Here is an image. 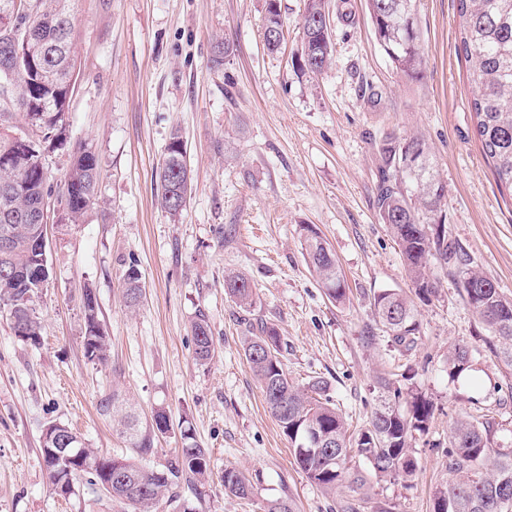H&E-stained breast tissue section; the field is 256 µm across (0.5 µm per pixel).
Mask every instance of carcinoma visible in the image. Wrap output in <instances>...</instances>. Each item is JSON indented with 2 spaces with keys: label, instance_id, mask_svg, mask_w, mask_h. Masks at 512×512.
<instances>
[{
  "label": "carcinoma",
  "instance_id": "carcinoma-1",
  "mask_svg": "<svg viewBox=\"0 0 512 512\" xmlns=\"http://www.w3.org/2000/svg\"><path fill=\"white\" fill-rule=\"evenodd\" d=\"M75 0H0V14L9 12L12 23L0 28V236L8 234L12 248L0 258V312L10 320L13 335L31 346L41 342V327L34 300L49 276L42 269L43 238L39 231L42 203L52 195L42 144L66 140L64 115L70 102V85L79 73L74 47ZM416 0H366L379 46L396 71L411 81L424 77L423 43L416 16ZM461 18V50L468 62V83L476 130L487 160L492 162L499 186L512 192V0H457ZM323 0H306L302 18L301 51L294 64L301 72L320 73L334 55L332 33L325 24ZM30 31L39 38L42 52L32 62H15V50L7 32ZM284 39L278 0H266L263 40L276 52ZM21 115L40 129L42 139H14L10 124ZM375 202L379 220L390 230L403 255L414 285V297L396 290L373 296L375 317L391 342L405 351L416 348L421 337L415 301L428 304L438 295L432 267L452 266L459 277L467 304L492 333L503 362L512 367V297L471 267L470 258L448 235L444 201L447 185L436 174L429 145L417 136L386 135L378 149ZM100 171L96 155L80 146L66 174L60 199L66 215L76 222L97 194ZM158 177L161 207L179 214L190 191L186 152L174 134L166 149ZM307 265L326 296L341 304L347 288L336 256L309 224L301 225ZM127 307L139 305L141 274L130 263L124 274ZM224 288L235 304L249 313L257 300L249 279L240 273L224 276ZM85 332L83 349L92 362L104 363L109 342L98 319V303L92 289L82 299ZM195 359L206 362L214 352L207 317L200 313L191 324ZM242 350L258 381L264 401L282 432L288 437L295 462L325 494L337 497L336 512H360L372 499L375 481L411 479L417 470L411 441L428 432L436 406L425 394L402 390L385 377L378 378V399L368 426L351 439L342 415L327 396L323 380L301 389L288 378L281 360L276 328L259 319L248 323ZM472 353L465 344L448 351V373L457 378L471 367ZM104 410L122 412L120 434L130 453L103 456L88 446L70 451L68 467L54 464L52 451L62 447L71 427L53 422L42 438L43 466L56 465L54 490L68 496L74 481L91 476L90 483L111 486L112 501L128 512H154L166 496L174 512H196L180 497L178 488L204 483L212 473L206 449L195 443L191 428H181L184 440L178 454L162 467L143 460L156 453L155 441L169 431L167 411L159 407L145 421L121 399L117 391L101 401ZM359 457L366 467L351 463ZM447 483L436 487L433 512H512V448L494 446L490 422L468 416L455 418L449 428L445 454ZM224 491L248 500L253 486L232 467L222 474ZM262 512H296L292 498L268 500Z\"/></svg>",
  "mask_w": 512,
  "mask_h": 512
}]
</instances>
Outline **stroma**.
Listing matches in <instances>:
<instances>
[{"label": "stroma", "mask_w": 512, "mask_h": 512, "mask_svg": "<svg viewBox=\"0 0 512 512\" xmlns=\"http://www.w3.org/2000/svg\"><path fill=\"white\" fill-rule=\"evenodd\" d=\"M279 3L285 41L272 53L263 41L265 0H76L80 72L64 116L69 138L43 161L61 187L82 143L96 154L100 179L78 223L59 208L46 226L50 279L35 303L41 345L19 341L0 315V512H123L84 477L73 494L55 493L40 451L46 427L63 422L98 453L125 454L99 407L115 389L141 417L166 409L171 429L156 442V462L176 455L184 424L207 449L212 479L180 491L197 512H253L285 496L298 512H331L244 358L242 312L224 289L230 271L250 279L255 315L278 329L289 377L302 387L326 381L349 431L366 427L385 373L406 374L434 401L429 431L412 441L415 476L373 486V499L393 512H432L456 416L492 421L495 445L512 448V369L453 271H435L440 296L418 307L416 349L400 351L373 314L375 293L411 286L375 204L376 145L391 131L431 145L448 185L449 236L512 297V193L500 190L476 134L457 0H417L426 66L418 82L397 73L378 45L365 0H349L344 20L340 0H325L334 60L322 73H301L291 59L306 0ZM222 39L234 51L219 65L212 47ZM175 133L192 186L173 216L157 204L156 172ZM303 224L333 248L349 288L345 304L331 302L310 272ZM132 261L143 284L133 312L123 303ZM88 287L111 342L104 365L82 348ZM200 313L215 345L204 364L190 330ZM456 343L470 347L472 369L455 380L448 349ZM228 466L251 481L252 501L225 492Z\"/></svg>", "instance_id": "obj_1"}]
</instances>
